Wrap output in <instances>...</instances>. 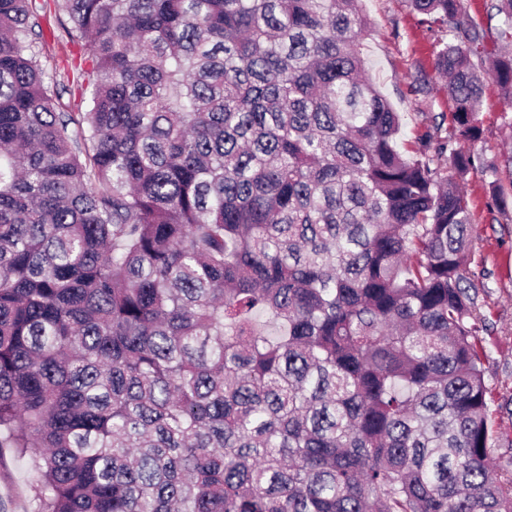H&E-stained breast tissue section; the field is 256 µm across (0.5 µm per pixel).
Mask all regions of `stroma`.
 <instances>
[{
    "label": "stroma",
    "instance_id": "35a3bbf8",
    "mask_svg": "<svg viewBox=\"0 0 512 512\" xmlns=\"http://www.w3.org/2000/svg\"><path fill=\"white\" fill-rule=\"evenodd\" d=\"M368 27L362 34V52L369 78L403 116L402 137L412 141L424 135L434 117L443 118L441 134L452 137L454 105L434 59L445 32L412 11L405 0H363ZM47 69L60 72L87 57L88 46L69 42L55 17L42 22ZM430 90H416L418 79ZM480 136L474 150L480 165L470 168L463 186L474 231L470 270L486 327L478 339L485 351L484 378L494 401V429L500 447L512 444V210L500 212L490 189V163L500 161L512 147V109L504 110L493 82L484 85ZM34 473L26 460L10 449L0 450V512H33L29 487Z\"/></svg>",
    "mask_w": 512,
    "mask_h": 512
}]
</instances>
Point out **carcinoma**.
Listing matches in <instances>:
<instances>
[{
  "mask_svg": "<svg viewBox=\"0 0 512 512\" xmlns=\"http://www.w3.org/2000/svg\"><path fill=\"white\" fill-rule=\"evenodd\" d=\"M448 29L457 139L492 49ZM362 0H0V449L34 512H512L475 336L473 153L364 76ZM90 55L62 112L41 14ZM448 157L453 174L441 172ZM499 210L512 155L493 163Z\"/></svg>",
  "mask_w": 512,
  "mask_h": 512,
  "instance_id": "carcinoma-1",
  "label": "carcinoma"
}]
</instances>
